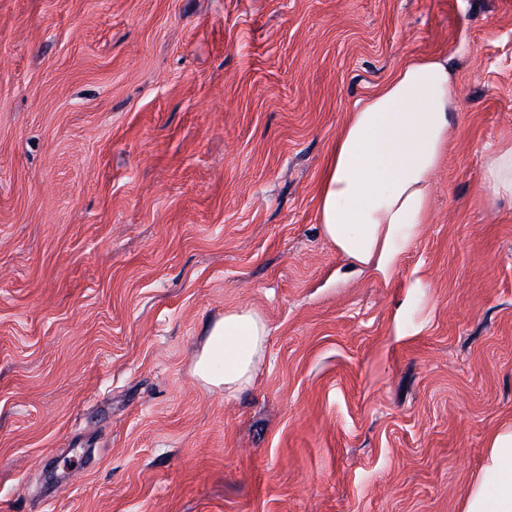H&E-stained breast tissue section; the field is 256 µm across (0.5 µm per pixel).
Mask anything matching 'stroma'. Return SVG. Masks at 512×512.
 I'll return each mask as SVG.
<instances>
[{"label":"stroma","mask_w":512,"mask_h":512,"mask_svg":"<svg viewBox=\"0 0 512 512\" xmlns=\"http://www.w3.org/2000/svg\"><path fill=\"white\" fill-rule=\"evenodd\" d=\"M457 91L391 279L324 239L351 112ZM512 0H0V512H464L512 425ZM248 307L254 383L193 375ZM484 180L494 197L512 198V147L486 154Z\"/></svg>","instance_id":"35a3bbf8"}]
</instances>
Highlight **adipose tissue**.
Here are the masks:
<instances>
[{
	"label": "adipose tissue",
	"mask_w": 512,
	"mask_h": 512,
	"mask_svg": "<svg viewBox=\"0 0 512 512\" xmlns=\"http://www.w3.org/2000/svg\"><path fill=\"white\" fill-rule=\"evenodd\" d=\"M455 106L448 59L433 55L405 61L352 112L330 152L316 212L325 239L354 265L390 278L418 242ZM484 180L493 196L512 197V147L486 154ZM267 336L257 312L226 311L195 376L235 395L251 385ZM464 512H512V427L492 435Z\"/></svg>",
	"instance_id": "1"
}]
</instances>
